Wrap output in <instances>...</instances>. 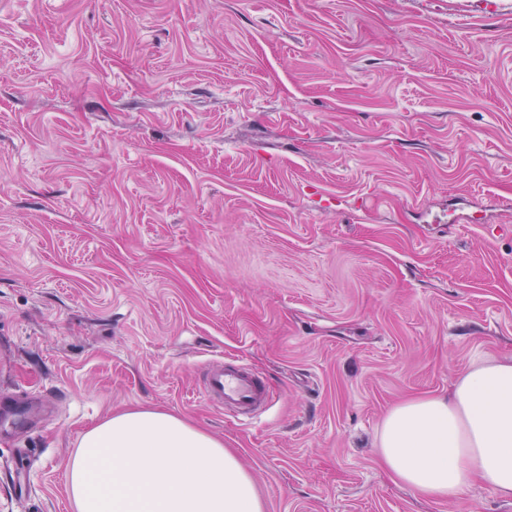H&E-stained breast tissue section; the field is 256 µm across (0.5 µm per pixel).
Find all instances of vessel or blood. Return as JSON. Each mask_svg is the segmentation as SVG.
Returning a JSON list of instances; mask_svg holds the SVG:
<instances>
[{
  "label": "vessel or blood",
  "mask_w": 512,
  "mask_h": 512,
  "mask_svg": "<svg viewBox=\"0 0 512 512\" xmlns=\"http://www.w3.org/2000/svg\"><path fill=\"white\" fill-rule=\"evenodd\" d=\"M200 392L207 403L223 409L226 418L240 424L258 419L273 405L270 386L240 359L210 361Z\"/></svg>",
  "instance_id": "b4317fda"
}]
</instances>
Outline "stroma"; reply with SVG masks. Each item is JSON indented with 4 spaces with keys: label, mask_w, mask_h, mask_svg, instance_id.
I'll list each match as a JSON object with an SVG mask.
<instances>
[{
    "label": "stroma",
    "mask_w": 512,
    "mask_h": 512,
    "mask_svg": "<svg viewBox=\"0 0 512 512\" xmlns=\"http://www.w3.org/2000/svg\"><path fill=\"white\" fill-rule=\"evenodd\" d=\"M0 0V512H73L112 414L236 449L266 512L420 496L388 408L512 356V0ZM240 358L272 408L198 392ZM199 388L207 403L240 424L258 419L273 405L270 386L241 359L210 361Z\"/></svg>",
    "instance_id": "35a3bbf8"
}]
</instances>
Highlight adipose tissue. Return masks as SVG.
I'll list each match as a JSON object with an SVG mask.
<instances>
[{
    "instance_id": "1",
    "label": "adipose tissue",
    "mask_w": 512,
    "mask_h": 512,
    "mask_svg": "<svg viewBox=\"0 0 512 512\" xmlns=\"http://www.w3.org/2000/svg\"><path fill=\"white\" fill-rule=\"evenodd\" d=\"M375 448L422 496L456 498L478 480L512 499V357L473 361L448 396L394 405ZM68 493L74 512H265L232 449L160 408L128 410L86 431Z\"/></svg>"
}]
</instances>
